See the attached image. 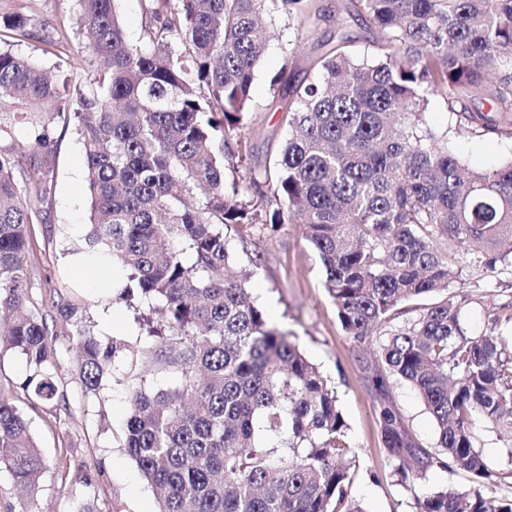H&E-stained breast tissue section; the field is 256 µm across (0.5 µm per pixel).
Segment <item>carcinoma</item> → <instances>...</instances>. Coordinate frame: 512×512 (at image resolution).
<instances>
[{
    "instance_id": "cac0c4a2",
    "label": "carcinoma",
    "mask_w": 512,
    "mask_h": 512,
    "mask_svg": "<svg viewBox=\"0 0 512 512\" xmlns=\"http://www.w3.org/2000/svg\"><path fill=\"white\" fill-rule=\"evenodd\" d=\"M82 47L97 63L75 96L54 75L0 51V112L42 131L74 124L85 152L90 255L125 273L116 299L149 304L148 347L103 343L76 320L78 378L95 392L109 367L127 387L124 448L156 489L158 512H365L349 496L357 451L336 391L250 300V270L232 235L257 224L303 225L324 288L352 342L376 348L366 386L401 479L433 467L470 475L473 488L415 496L416 512H512L484 488L474 418L512 436V352L472 336L448 289V266L475 252L493 271L512 263V161L474 170L425 121L431 98L455 127L512 141V0H349L377 35L375 51L320 59L316 78L288 87V137L274 170L228 178L226 150L251 108L270 33L260 15H306L309 0H140L149 44L127 40L116 0H77ZM35 14L0 19V41L32 35ZM480 97L491 111L470 108ZM32 209L0 154V335L30 373L19 384L42 403L58 394L45 316L29 304ZM178 375L148 393L140 366ZM420 395L438 450L417 445L393 398ZM46 468L24 415L0 387V470L34 505Z\"/></svg>"
}]
</instances>
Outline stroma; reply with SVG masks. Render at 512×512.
<instances>
[{
	"label": "stroma",
	"instance_id": "stroma-1",
	"mask_svg": "<svg viewBox=\"0 0 512 512\" xmlns=\"http://www.w3.org/2000/svg\"><path fill=\"white\" fill-rule=\"evenodd\" d=\"M315 11L306 18L282 13L272 22L273 38L256 72L251 110L230 147L241 156V173L273 167L287 137L284 112L288 98L273 96L271 78L286 72L290 78L312 77L318 69L322 43L334 41L338 30L351 38V48L370 51L373 32L362 18L348 17V0H311ZM36 13L39 23L30 38L8 42L13 54L51 70L61 95L74 84L89 80L95 63L78 39L46 50L44 37L53 27L77 30V0H0V17ZM429 126L448 136L449 148L473 169H488L512 160V143L480 137L455 128L447 103L433 99L426 115ZM36 129L20 126L15 138L0 141V151L15 159L17 179L40 170L50 186L46 198L31 200L32 245L28 266V299L47 318L49 341L56 352L54 380L61 405H46L26 393L14 403L29 421L47 467L39 478L37 512H156L154 489L143 479L123 448L128 392L104 377L97 394H86L76 375L78 352L69 336L61 309L75 308L104 342L121 336L148 345L135 321V312L114 296L91 289L74 259L84 243L89 220L85 158L72 127L56 124L49 146H40ZM233 255L252 271V299L275 316L307 358L335 387L348 425L350 442L359 450L351 494L367 512H415L414 495L438 490L464 491L472 482L467 473L444 468L428 471L416 486L399 481L384 450L373 401L366 388L365 366L371 351L359 350L344 335L336 309L323 287V272L300 225L255 226L245 240L233 241ZM449 294L462 298V320L469 334H495L512 346V322L491 324L489 311L512 312V268L489 271L461 257L453 268ZM392 396L414 439L424 448L437 446V428L416 392L394 386ZM476 447L493 474L494 491L512 492V441L489 424L476 428Z\"/></svg>",
	"mask_w": 512,
	"mask_h": 512
}]
</instances>
